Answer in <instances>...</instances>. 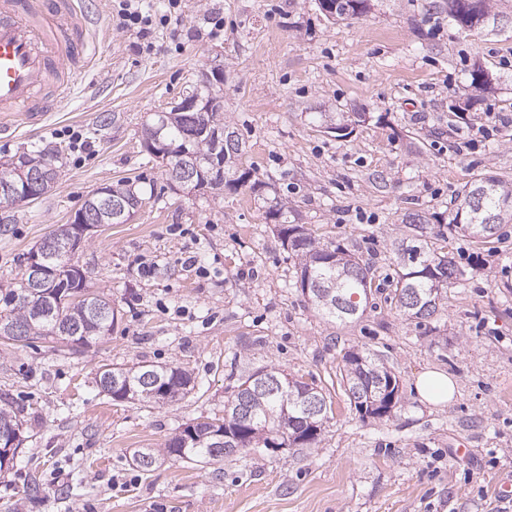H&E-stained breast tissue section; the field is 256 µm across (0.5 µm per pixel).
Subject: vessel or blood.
Here are the masks:
<instances>
[{
  "label": "vessel or blood",
  "mask_w": 512,
  "mask_h": 512,
  "mask_svg": "<svg viewBox=\"0 0 512 512\" xmlns=\"http://www.w3.org/2000/svg\"><path fill=\"white\" fill-rule=\"evenodd\" d=\"M91 18L90 0H0V135L11 117L38 127L75 88L92 91Z\"/></svg>",
  "instance_id": "1"
}]
</instances>
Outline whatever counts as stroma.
<instances>
[{"label": "stroma", "instance_id": "1", "mask_svg": "<svg viewBox=\"0 0 512 512\" xmlns=\"http://www.w3.org/2000/svg\"><path fill=\"white\" fill-rule=\"evenodd\" d=\"M437 2L371 0L366 14L336 22L318 0H143L154 25L142 52L116 0H98L89 69L105 93H76L42 128L0 136L1 160L61 153L47 194L0 206V286L96 189L141 178L156 197L79 252L89 287L118 310L110 336L77 353L0 341V404L27 420L23 451L0 475V512H512L497 494L512 481V223L483 244L451 234L464 276L433 317L406 319L383 288L340 324L294 288L296 259L266 215L283 203L289 223L384 278L411 215L446 212L476 175L512 180V24L465 31ZM216 66L224 118L261 182L217 199L171 190L141 137L152 113ZM478 66L492 90L472 87ZM329 120L350 135L324 132ZM352 349L397 377L389 417L350 408L339 368ZM142 360L188 370L194 389L160 406L100 392V366ZM271 366L332 400L315 447L135 468L134 449L223 416L239 375ZM429 369L454 379L453 400L421 402L414 383ZM34 474L42 492L29 501Z\"/></svg>", "mask_w": 512, "mask_h": 512}]
</instances>
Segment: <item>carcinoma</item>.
<instances>
[{"label":"carcinoma","instance_id":"carcinoma-1","mask_svg":"<svg viewBox=\"0 0 512 512\" xmlns=\"http://www.w3.org/2000/svg\"><path fill=\"white\" fill-rule=\"evenodd\" d=\"M367 0H331L335 5L336 18L358 16L367 11ZM204 120L198 111L180 112L175 121L166 125L159 120L143 125V143L148 144L159 138L174 149L185 154L188 161L199 162L202 169L209 168L208 159L219 156L208 136L202 134L200 126ZM245 145H239V153L224 164V179L214 185H208L211 193L220 195L224 186L235 189H248L255 192L261 186L251 181L254 168H239ZM482 193L481 207L474 210L465 203L474 193ZM413 237L417 245L401 248L398 268L389 280L393 299L410 319H428L438 310L439 302L447 293V288L463 276L462 270L449 257L448 232L458 227L477 243H488L497 234L499 226L512 221V181L498 175L485 173L468 182L459 203L448 208V215L432 214L412 217ZM282 245L298 259L295 288L301 291L337 286L336 295L342 304L327 306L316 300V294L310 293L307 303L317 313L329 320L346 323L363 314L376 278L375 270L369 262L354 252L339 246L317 241L312 234L298 224H282L278 230ZM50 267L64 274L69 287L76 292L92 295V300L107 304L111 299L103 293L87 288V279L83 267L79 265L78 254L62 251L48 260ZM27 271L17 273L4 293L0 294V328L13 323L29 324L28 342L47 339L57 322L76 324L80 328L75 341L78 346L69 350L77 352L86 344L105 338L107 326L113 324L110 318L101 319L89 311V304L83 300L70 299L53 303L48 316L34 319V311L45 304L41 295L30 296L29 301L22 300L27 295ZM415 289L422 299L421 309L409 310L404 307L403 298L409 290ZM358 308L353 313L350 307ZM113 378L119 383V390L112 387L102 388L100 392L114 401H124V392L131 388L140 389L141 379L148 373L160 378V386L165 388L163 401H171L194 388L191 374L177 366H159L139 362L130 368L110 367ZM342 385L350 407L361 417L383 418L388 416L396 404L399 381L390 369L373 359L370 354L361 351H348L343 356V365L339 368ZM268 373L282 383L285 390L300 396L312 390L321 402V410L315 416L304 413L301 405L294 402L283 406L276 395H266L256 390L255 373L248 372L238 378L233 394L224 402V418L196 421L185 425L166 443V454L190 464H215L233 454L235 448L255 450L272 448L274 445L309 447L316 443L323 424L332 412V401L327 399L323 389L291 377L281 369L270 368ZM25 420L21 411L11 405L0 406V428L9 431L24 432ZM224 433V445L230 451L214 447L215 435ZM24 438L18 439V446L4 448L0 446V474L10 470L13 460L21 449Z\"/></svg>","mask_w":512,"mask_h":512}]
</instances>
